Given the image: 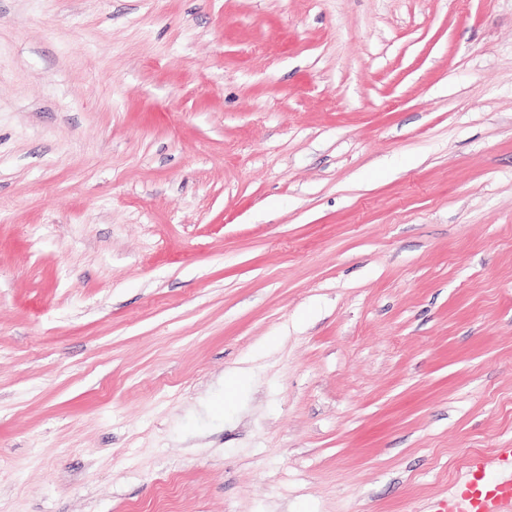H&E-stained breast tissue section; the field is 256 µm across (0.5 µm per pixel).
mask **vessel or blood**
<instances>
[{"label":"vessel or blood","mask_w":512,"mask_h":512,"mask_svg":"<svg viewBox=\"0 0 512 512\" xmlns=\"http://www.w3.org/2000/svg\"><path fill=\"white\" fill-rule=\"evenodd\" d=\"M447 512H512V447L496 449L490 461L472 456L448 491Z\"/></svg>","instance_id":"vessel-or-blood-1"}]
</instances>
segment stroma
I'll return each mask as SVG.
<instances>
[{
    "mask_svg": "<svg viewBox=\"0 0 512 512\" xmlns=\"http://www.w3.org/2000/svg\"><path fill=\"white\" fill-rule=\"evenodd\" d=\"M510 446L512 0H0V512H443Z\"/></svg>",
    "mask_w": 512,
    "mask_h": 512,
    "instance_id": "obj_1",
    "label": "stroma"
}]
</instances>
